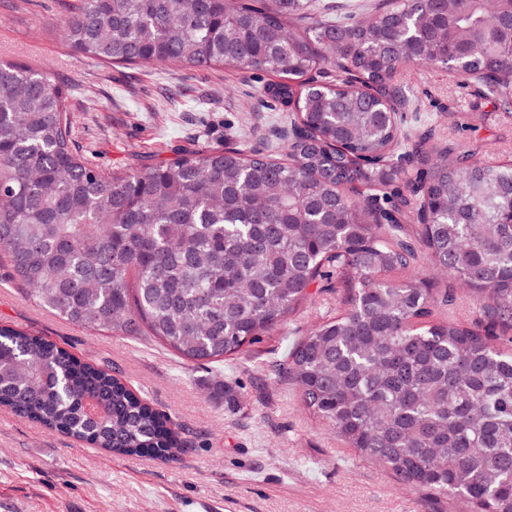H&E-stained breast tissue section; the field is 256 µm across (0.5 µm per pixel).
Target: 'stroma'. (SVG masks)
<instances>
[{"instance_id":"35a3bbf8","label":"stroma","mask_w":512,"mask_h":512,"mask_svg":"<svg viewBox=\"0 0 512 512\" xmlns=\"http://www.w3.org/2000/svg\"><path fill=\"white\" fill-rule=\"evenodd\" d=\"M67 0H0V61L52 70L69 89L75 140L99 168L120 172L208 146L263 151L288 122L264 94L270 74L232 68L105 66L52 28ZM413 139L473 160L512 162V112L452 70H403ZM342 289L313 285L288 323L220 368H199L155 343L95 333L28 299L0 257V324L47 336L111 366L190 446L165 462L117 457L0 410V512H453L451 501L403 488L356 455L301 404L272 365L335 315ZM235 383L228 410L218 381Z\"/></svg>"}]
</instances>
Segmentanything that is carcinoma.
<instances>
[{
  "mask_svg": "<svg viewBox=\"0 0 512 512\" xmlns=\"http://www.w3.org/2000/svg\"><path fill=\"white\" fill-rule=\"evenodd\" d=\"M74 0L56 25L95 63L273 74L291 132L267 153L201 148L107 173L76 144L69 90L0 61V250L39 306L143 336L198 367L286 324L318 280L344 308L276 372L348 447L467 512H512V164L450 147L409 194L387 171L423 148L394 78L446 65L512 104V0ZM331 68L336 83L313 73ZM416 220L410 230L405 222ZM464 283L485 324L449 315L422 262ZM0 407L115 455L177 459L171 417L93 360L0 327Z\"/></svg>",
  "mask_w": 512,
  "mask_h": 512,
  "instance_id": "carcinoma-1",
  "label": "carcinoma"
}]
</instances>
